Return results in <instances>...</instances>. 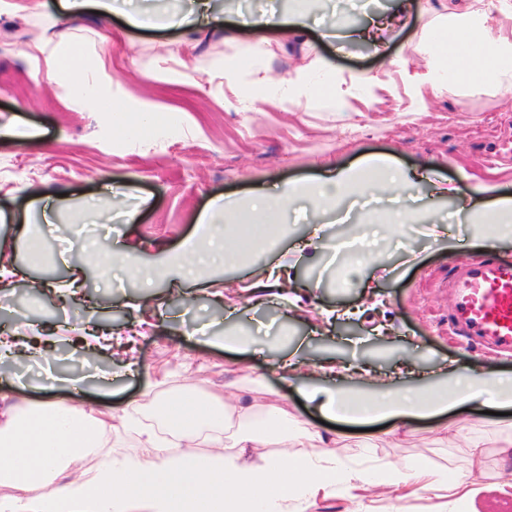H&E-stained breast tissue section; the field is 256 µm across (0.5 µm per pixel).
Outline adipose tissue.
<instances>
[{"label":"adipose tissue","instance_id":"ef3b65f1","mask_svg":"<svg viewBox=\"0 0 512 512\" xmlns=\"http://www.w3.org/2000/svg\"><path fill=\"white\" fill-rule=\"evenodd\" d=\"M412 49L426 67L416 75L418 96L439 95L448 84L464 80L469 88H487L512 95V0H448V11L414 42ZM352 78L336 71L324 58L298 68L285 83L281 101L295 102L316 93L336 107H345ZM469 223L493 226L484 236L487 247L512 238V200L501 199L492 209L468 208ZM485 395L512 406V378L493 374L460 375L420 387L379 386L375 393L339 388L327 392L322 413L332 419L394 421L396 429L411 421L434 417ZM137 404L123 411V427L134 428L137 447L121 464L102 460L83 468L110 432L108 422L94 411L61 397L0 411V486L12 490L0 498V512H288V504L336 488L394 486L460 489L458 474L425 465L394 462L361 469L328 451L314 459L297 460L284 471L278 459L260 464L216 452L201 457L191 445L198 412L183 407V419L157 409L156 420L141 422ZM268 429L238 434L236 444L270 439L298 444L310 432L287 415H267ZM179 454H172V447ZM272 488V495L251 499L241 489Z\"/></svg>","mask_w":512,"mask_h":512}]
</instances>
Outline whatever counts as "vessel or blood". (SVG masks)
I'll use <instances>...</instances> for the list:
<instances>
[{"label":"vessel or blood","instance_id":"b4317fda","mask_svg":"<svg viewBox=\"0 0 512 512\" xmlns=\"http://www.w3.org/2000/svg\"><path fill=\"white\" fill-rule=\"evenodd\" d=\"M455 297L449 329L512 350V261L487 253L465 257L448 283Z\"/></svg>","mask_w":512,"mask_h":512}]
</instances>
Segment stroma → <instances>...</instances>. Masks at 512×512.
Segmentation results:
<instances>
[{"instance_id":"1","label":"stroma","mask_w":512,"mask_h":512,"mask_svg":"<svg viewBox=\"0 0 512 512\" xmlns=\"http://www.w3.org/2000/svg\"><path fill=\"white\" fill-rule=\"evenodd\" d=\"M396 2L322 0L319 23L303 41L290 42L239 30L230 18L272 6L299 12L302 0H223L229 21L208 32L173 27L180 0H150V30H128L120 17L92 11L65 17L55 0H0V127L16 131L15 137H0V265L20 270L13 281L0 282V329L54 340L41 355L1 360L0 383L24 374L31 387L22 400L49 399L53 393L44 389L39 372L51 368L81 380L86 405L118 417L163 372L167 378L155 390L163 403L175 405L189 395L209 403L220 396L228 408L251 404L255 420L273 406L288 411L311 433L296 446L298 457L332 448L360 468L384 460L445 468L479 492L470 502L443 488H419L408 497L395 488L378 496L339 489L292 503L293 512H507L512 469L504 466L496 440L512 430V414L494 415V403L418 420L410 431L393 435L385 420L367 432L322 424L302 393L323 384L320 366L331 359L375 376L411 364L413 374L396 378L403 387L442 379L450 369L512 376V354L448 328L454 262L485 251L458 210L466 202L488 207L495 198L512 197V155H497L479 131L484 124L501 134L512 130V96L451 88L417 109L410 77L424 72L423 61L410 54L407 67L392 68L388 60L408 51L419 13L440 12L437 0H408L409 24L387 35L385 53L349 36ZM118 29L123 38L101 45V33ZM52 54L82 57L98 91L120 95L130 115L175 112L178 121L146 137L127 133L74 97L66 79L43 80ZM315 54L347 76L388 71L387 85L360 84L344 109L310 96L292 106L265 104L249 86L244 95L251 105L245 108L225 93L224 66L242 56L261 69L270 92ZM376 95L382 104H372ZM371 157L387 158L409 175L405 224L385 225L390 201L362 195L356 204L342 202L306 221L301 212L311 203L300 196L274 245L246 250L235 266L210 269L211 287L223 298L189 307L178 276L148 285L112 261L111 248L128 243L142 266L156 265L194 235L213 198L244 210L258 191L350 172ZM35 191L50 195L54 226H45L40 207L31 206ZM124 210L135 211L133 221L120 219ZM28 222L45 242L37 255L23 241ZM315 223L325 224L327 244L310 264L296 244ZM376 224L383 227L381 261L344 277L349 257L334 251L333 243L369 233ZM71 245L83 247L86 273L79 296L66 299L58 288L70 274L60 256ZM273 267L294 275L300 307L265 292L266 271ZM242 284L257 286V293L242 294ZM146 292L160 303L159 314L136 309ZM103 323L113 336L133 337L141 363L135 375L122 371L124 346L91 348L78 334ZM225 334L250 343L243 351L215 346ZM293 352L309 362L297 381L285 379L278 366ZM475 437L483 440L487 460L472 475L467 457Z\"/></svg>"}]
</instances>
